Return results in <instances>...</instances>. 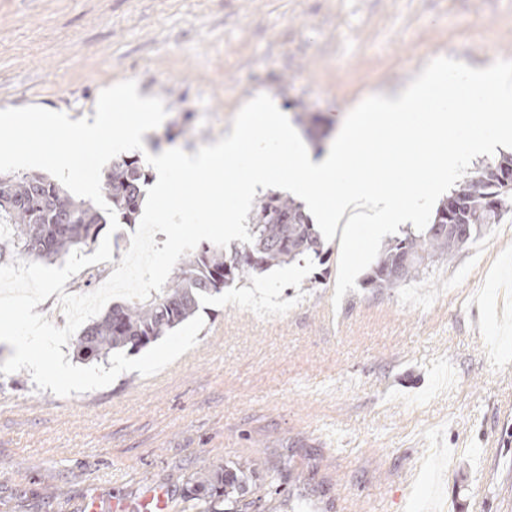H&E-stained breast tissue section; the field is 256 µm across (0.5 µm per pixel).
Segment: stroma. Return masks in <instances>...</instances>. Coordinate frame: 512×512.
I'll return each mask as SVG.
<instances>
[{"instance_id": "stroma-1", "label": "stroma", "mask_w": 512, "mask_h": 512, "mask_svg": "<svg viewBox=\"0 0 512 512\" xmlns=\"http://www.w3.org/2000/svg\"><path fill=\"white\" fill-rule=\"evenodd\" d=\"M512 60V0H0V109L94 117L133 79L167 117L147 152L195 150L269 94L330 135L432 59ZM322 260L207 297L197 344L159 384L126 372L67 397L0 373V512H55L147 488L181 512L192 476L243 458L248 512H512V216L392 288L332 297Z\"/></svg>"}]
</instances>
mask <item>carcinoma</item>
I'll use <instances>...</instances> for the list:
<instances>
[{"instance_id": "cac0c4a2", "label": "carcinoma", "mask_w": 512, "mask_h": 512, "mask_svg": "<svg viewBox=\"0 0 512 512\" xmlns=\"http://www.w3.org/2000/svg\"><path fill=\"white\" fill-rule=\"evenodd\" d=\"M307 135L318 141L327 136L322 118L313 112L297 117ZM512 170V153L482 168L442 199L434 218L418 233L394 241L382 253L367 277L374 288H392L419 275L420 268L453 254L474 240L486 224H498L512 213V182L492 179L490 170ZM149 174L135 155L112 162L104 191L111 208L126 224L140 212ZM11 235L0 237V255L9 250L23 256L55 261L97 241L108 224L105 212L77 200L59 183L39 174H0V226ZM253 240L231 251L202 244L182 257L170 282L145 300L115 304L86 325L74 340L83 360L105 361L118 351H139L193 318L201 300L254 272L283 266L304 255L321 256L323 245L301 204L271 194L249 216ZM248 459L230 466L202 470L184 491V500L219 504L243 495Z\"/></svg>"}]
</instances>
